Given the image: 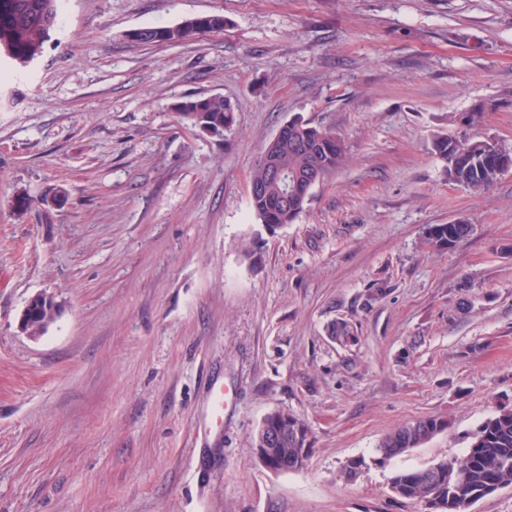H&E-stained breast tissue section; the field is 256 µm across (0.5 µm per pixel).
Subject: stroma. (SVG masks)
Listing matches in <instances>:
<instances>
[{
	"mask_svg": "<svg viewBox=\"0 0 512 512\" xmlns=\"http://www.w3.org/2000/svg\"><path fill=\"white\" fill-rule=\"evenodd\" d=\"M60 9L0 83V512H428L392 474L462 455L512 405V170L476 195L433 150L463 134L512 149V0ZM207 15L223 29L129 36ZM214 94L235 107L226 136L179 121L178 102ZM297 117L347 161L269 235L250 175ZM460 219L466 241L426 243ZM41 293L58 313L32 337ZM339 319L356 343L329 337ZM217 384L232 406L208 429ZM277 409L311 430L300 470L258 458ZM426 416L446 429L380 458ZM473 231V224L465 220L451 224H430L425 230V239L436 250H448L467 240ZM54 302L53 299L50 296L46 295H36L28 302L22 317H21V329L23 331H27V327L25 324V321L28 317L29 311L37 304L38 306H41L43 302H45L46 307L49 306L50 302ZM51 310V307H48L47 309L44 307H40L39 309H34L33 313L30 315L28 320V329L31 330L33 333H36L43 329L48 321L52 318L51 315L48 316V312ZM446 427L443 420L435 417L416 419L385 434L377 446V452L384 458L395 457L411 448L420 447Z\"/></svg>",
	"mask_w": 512,
	"mask_h": 512,
	"instance_id": "obj_1",
	"label": "stroma"
}]
</instances>
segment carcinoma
Segmentation results:
<instances>
[{
  "instance_id": "cac0c4a2",
  "label": "carcinoma",
  "mask_w": 512,
  "mask_h": 512,
  "mask_svg": "<svg viewBox=\"0 0 512 512\" xmlns=\"http://www.w3.org/2000/svg\"><path fill=\"white\" fill-rule=\"evenodd\" d=\"M57 0H0V48L13 60L28 63L38 54L61 23ZM224 27V18L206 16L189 19L175 26L145 27V34L135 38L143 44L182 41L202 29ZM178 115L191 125L213 134L230 130L234 125V107L221 95L197 97L181 102ZM435 154L444 162L448 181L473 194L489 190L504 173L503 158L512 162V151L490 137L434 138ZM270 153L288 174V182H267L265 160L253 167L250 181L266 184L263 194L252 199L253 214L264 229L274 231L293 223L303 212L307 198L294 189L295 179L306 170L321 164L332 173L346 160L344 141L333 131L313 127L300 119L289 121L288 132L271 148ZM288 200H283V196ZM474 227L464 220L451 224H430L426 241L436 250H448L467 240ZM330 335L341 346L357 341L350 322L332 323ZM267 420L270 428L288 425V437L279 448L281 470L301 468V450L310 446V430L298 416L277 410ZM447 424L435 417L408 422L381 439L377 452L391 458L417 448L445 430ZM439 470L435 482H429V469L397 471L390 479L394 494L410 501L433 503L434 512H467L475 502L503 487L512 486V407L501 406L472 434L462 458L452 457L434 463Z\"/></svg>"
}]
</instances>
